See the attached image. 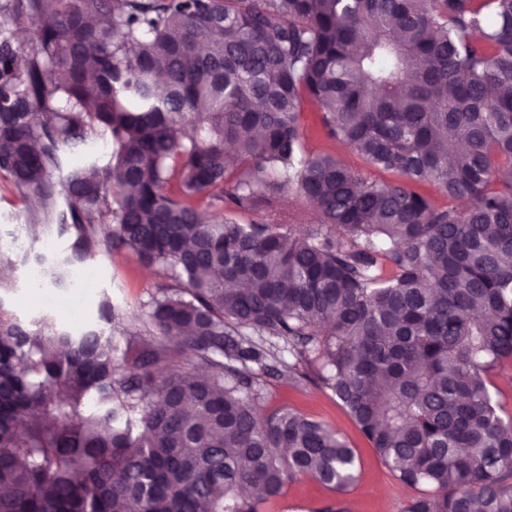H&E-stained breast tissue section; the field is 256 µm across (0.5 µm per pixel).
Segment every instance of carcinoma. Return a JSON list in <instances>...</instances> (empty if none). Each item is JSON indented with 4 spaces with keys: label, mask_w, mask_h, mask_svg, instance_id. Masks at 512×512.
<instances>
[{
    "label": "carcinoma",
    "mask_w": 512,
    "mask_h": 512,
    "mask_svg": "<svg viewBox=\"0 0 512 512\" xmlns=\"http://www.w3.org/2000/svg\"><path fill=\"white\" fill-rule=\"evenodd\" d=\"M310 99L327 138L403 181L308 152ZM98 140L107 162L63 169ZM506 168L512 0H0V175L72 238L39 278L102 248L166 274L123 349L0 305V512L347 492L355 450L265 412L262 375L330 389L420 490L404 512H512L491 381L512 360ZM288 192L318 215L303 234L280 232Z\"/></svg>",
    "instance_id": "carcinoma-1"
}]
</instances>
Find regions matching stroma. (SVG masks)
<instances>
[{
	"instance_id": "stroma-1",
	"label": "stroma",
	"mask_w": 512,
	"mask_h": 512,
	"mask_svg": "<svg viewBox=\"0 0 512 512\" xmlns=\"http://www.w3.org/2000/svg\"><path fill=\"white\" fill-rule=\"evenodd\" d=\"M304 121L308 151L330 155L346 167L378 181L397 180V173L372 167L356 152L325 137L315 104H305ZM28 223L24 204L0 178V247L14 265L13 286L0 293V300L14 317L27 323L47 315L58 328L72 330L96 318L99 302L107 300L124 319L145 318L154 286L164 278L158 268L146 266L126 250L112 253L99 250L79 264L76 276L67 287L59 288L50 283L33 287L36 254H66L70 240L54 234L32 240ZM262 387L266 411L281 407L296 409L325 422L355 448L361 464L360 475L343 497L352 512H404L414 495L413 490L392 477L332 391L313 384L295 387L272 377L263 378ZM332 497V492L307 479L289 487L281 500L270 505L269 512L318 508Z\"/></svg>"
}]
</instances>
